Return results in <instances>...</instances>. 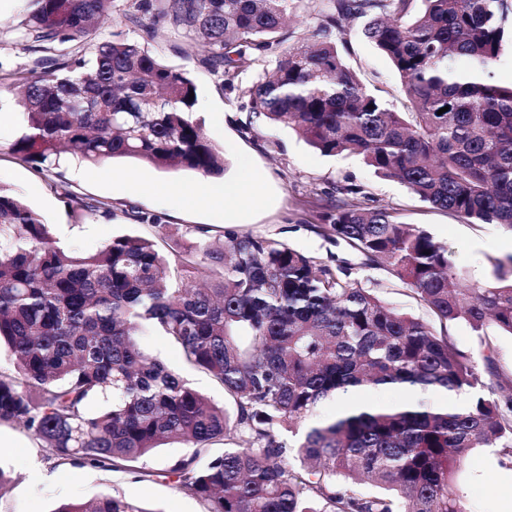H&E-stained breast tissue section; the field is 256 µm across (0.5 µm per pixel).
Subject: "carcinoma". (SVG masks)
<instances>
[{"label": "carcinoma", "instance_id": "1", "mask_svg": "<svg viewBox=\"0 0 512 512\" xmlns=\"http://www.w3.org/2000/svg\"><path fill=\"white\" fill-rule=\"evenodd\" d=\"M17 31L45 56L17 73L26 131L12 145L47 171L61 153L96 165L134 159L220 177L226 162L192 118L194 82L138 42L82 39L113 20L111 0H26ZM293 0H126L148 37L163 27L208 47L207 62L247 88L258 118L295 128L324 156L357 155L382 177L472 223L512 231V82L492 79L512 40V0H334L398 73L412 111H390L328 34L285 48ZM448 107L440 114L438 110ZM75 214L110 206L64 191ZM324 233L410 287L443 332L278 241L209 230L169 260L147 238L93 253L59 246L48 224L0 184V425L19 424L57 464L151 472L141 461L183 442L192 454L159 476L206 512H470L456 473L475 448L512 464V393L485 392L477 362L445 328L512 337V255L492 279L463 282L448 251L385 208L343 202ZM152 327L233 399L203 394L141 345ZM467 392L461 410L404 399L306 432L321 401L353 388ZM103 403L88 412L91 401ZM285 430L296 437L289 447ZM241 445L211 453L213 446ZM55 512H148L119 496Z\"/></svg>", "mask_w": 512, "mask_h": 512}]
</instances>
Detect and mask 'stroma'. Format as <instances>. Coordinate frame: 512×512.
I'll return each mask as SVG.
<instances>
[{
  "label": "stroma",
  "mask_w": 512,
  "mask_h": 512,
  "mask_svg": "<svg viewBox=\"0 0 512 512\" xmlns=\"http://www.w3.org/2000/svg\"><path fill=\"white\" fill-rule=\"evenodd\" d=\"M327 11L311 0H295L288 19L289 45L327 29L347 65L365 87L381 95L395 112L410 111L401 80L388 59L362 34V21L351 18L328 26ZM20 0H0V71L29 69L34 53L25 50L16 27ZM110 32L142 40L141 33L115 10ZM163 63L188 74L198 89L194 116L227 162L222 177H205L188 170L157 169L133 159H116L95 167L76 162L63 165L64 179L75 193L111 204V217L88 214L75 217L56 192L54 176L22 162L11 152L25 131L19 98L10 82L0 83V183L12 187L50 225L54 237L68 250L92 253L112 237L152 239L163 253L175 245L197 240V228L212 237L233 230L282 242L329 267L344 266L352 279L372 289L384 301L423 321L431 315L409 287L387 271L369 266L364 256L343 241L327 236L322 216L338 197L368 207H382L399 222L419 226L448 249V258L467 281L489 279L495 259L512 254V232L496 224H472L422 202L398 181L377 177L359 157H329L311 148L292 128L255 118L249 108L247 86L254 74L227 81L223 73L205 65L203 46L161 36L142 40ZM262 176L259 185L247 184L248 174ZM238 187L225 208H176L168 186ZM152 216L149 224L133 221L130 211ZM455 348L476 360L491 357L484 382L497 386L512 380V337L492 335L490 347H481L465 323L448 328ZM143 347L208 398L233 410V400L208 374L188 365L180 348L166 336L149 330ZM182 443H169L144 462L151 476L142 481L117 471L57 464L45 457L39 440L19 425L0 426V465L11 474L0 489V512H55L63 502L90 500L104 494L135 501L149 512H205L204 504L178 492L159 478V471L190 455ZM470 512H512V466L502 465L492 448L473 449L456 475Z\"/></svg>",
  "instance_id": "35a3bbf8"
}]
</instances>
